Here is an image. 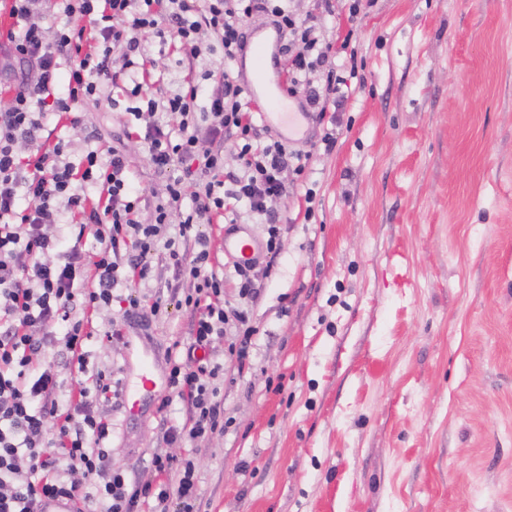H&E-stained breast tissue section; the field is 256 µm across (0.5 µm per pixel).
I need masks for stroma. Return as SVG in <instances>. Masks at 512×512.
Instances as JSON below:
<instances>
[{"label": "stroma", "instance_id": "35a3bbf8", "mask_svg": "<svg viewBox=\"0 0 512 512\" xmlns=\"http://www.w3.org/2000/svg\"><path fill=\"white\" fill-rule=\"evenodd\" d=\"M352 45L357 75L331 152L310 120L291 137L257 128L308 160L282 173L279 249L251 272L256 297L240 296L224 239L245 229L263 241L266 225L199 227L225 301L253 328L215 343L223 430L165 435L190 423L182 402L161 401L165 352L188 342L193 315L180 304L190 283L160 247L143 290L165 312L85 345L89 372L110 371L113 388L144 353L160 383L132 410L118 395L96 401L112 420L104 445L133 482L153 454L193 458L201 512H512V0H374ZM143 49L159 78L125 69L78 126L49 113L39 136L64 140L75 164L123 152L147 223L182 170L149 164L131 109L190 77L210 91L204 73L222 56L190 63L151 34Z\"/></svg>", "mask_w": 512, "mask_h": 512}]
</instances>
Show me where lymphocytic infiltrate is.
Returning <instances> with one entry per match:
<instances>
[{
    "instance_id": "1",
    "label": "lymphocytic infiltrate",
    "mask_w": 512,
    "mask_h": 512,
    "mask_svg": "<svg viewBox=\"0 0 512 512\" xmlns=\"http://www.w3.org/2000/svg\"><path fill=\"white\" fill-rule=\"evenodd\" d=\"M39 0H0L11 25L0 53L9 61L30 65L32 74L10 84L9 98L0 107V512H35L44 496H66L95 504V512H201L192 459L157 453L149 476L129 482L112 467V456L100 443L111 430L93 402L112 393V376L88 373L84 346L93 336L104 340L120 328L98 332L94 319L110 309L114 287L121 282H146L151 269L147 256L164 247L178 277L191 283L184 304L194 317L184 357L168 354V387L192 411L190 429L169 428V439H197L224 425V402L212 387L219 366L214 339L224 337L230 321L245 323L242 312L226 309L224 283L211 265L209 243L198 234L201 223L218 213L236 215L245 204L249 216L267 224V252L277 250L280 217L269 201L286 195L284 169L303 173L301 153L278 141L257 140L249 91L231 67L243 52L245 28L257 13L271 16L278 33L288 36L283 74L289 94L299 99L317 123L327 113L342 111L348 99L347 80L328 63L329 48L315 24L316 12L335 14L337 0H54L70 22L54 41H46L33 17ZM151 32L179 45L187 59L202 50L224 53V66L207 71L217 89L198 107L199 88L188 85L179 94L148 99L142 137L152 167L164 172L173 166L194 177L202 162L205 177L194 191L183 179L167 184L153 202L149 223L136 215L140 195L128 181L129 163L120 151L101 161L88 151L80 165L63 157V142L36 145L42 125L39 109L58 112L66 124L80 121L81 103L114 84L115 58L139 52V36ZM99 43L96 55L82 54L85 37ZM67 71V94H56L60 71ZM170 112L176 132L156 124L157 110ZM237 140L238 169H224V140ZM35 143L28 156L17 146ZM99 195L90 200L87 185ZM27 207H19V198ZM191 208H184V198ZM78 219L80 231L92 232L98 246L61 249L47 227L61 209ZM178 226V236L168 234ZM194 238L195 255L179 249L180 240ZM63 341L69 364L77 371L68 408H61L62 386L55 361L35 363L34 355Z\"/></svg>"
}]
</instances>
